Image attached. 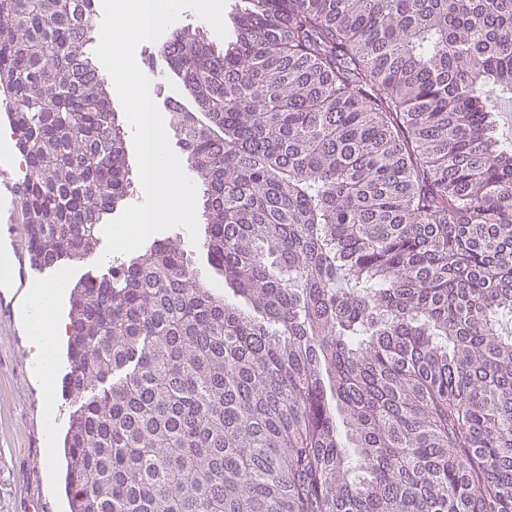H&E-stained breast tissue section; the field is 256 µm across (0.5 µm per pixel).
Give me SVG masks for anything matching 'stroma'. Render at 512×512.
Masks as SVG:
<instances>
[{"label": "stroma", "mask_w": 512, "mask_h": 512, "mask_svg": "<svg viewBox=\"0 0 512 512\" xmlns=\"http://www.w3.org/2000/svg\"><path fill=\"white\" fill-rule=\"evenodd\" d=\"M160 42H145L136 49L140 67L156 64L152 78L157 108L181 98L183 90L171 77L160 54ZM0 305V512H69L64 491V462L48 463L47 449H60L74 409L64 375L65 348H58L43 387L31 372L30 339L21 318L24 294L5 291Z\"/></svg>", "instance_id": "obj_1"}]
</instances>
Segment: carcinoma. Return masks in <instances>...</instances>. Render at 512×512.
Segmentation results:
<instances>
[{
	"mask_svg": "<svg viewBox=\"0 0 512 512\" xmlns=\"http://www.w3.org/2000/svg\"><path fill=\"white\" fill-rule=\"evenodd\" d=\"M160 47L202 248L81 281L71 512H512V0H246ZM93 0H0L32 261L133 192Z\"/></svg>",
	"mask_w": 512,
	"mask_h": 512,
	"instance_id": "carcinoma-1",
	"label": "carcinoma"
}]
</instances>
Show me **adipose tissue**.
I'll use <instances>...</instances> for the list:
<instances>
[{"instance_id":"1","label":"adipose tissue","mask_w":512,"mask_h":512,"mask_svg":"<svg viewBox=\"0 0 512 512\" xmlns=\"http://www.w3.org/2000/svg\"><path fill=\"white\" fill-rule=\"evenodd\" d=\"M59 287L32 284L28 293V312L32 318L31 342L36 349L35 364L41 376H48L51 370L53 351L67 327L54 314L55 298Z\"/></svg>"}]
</instances>
